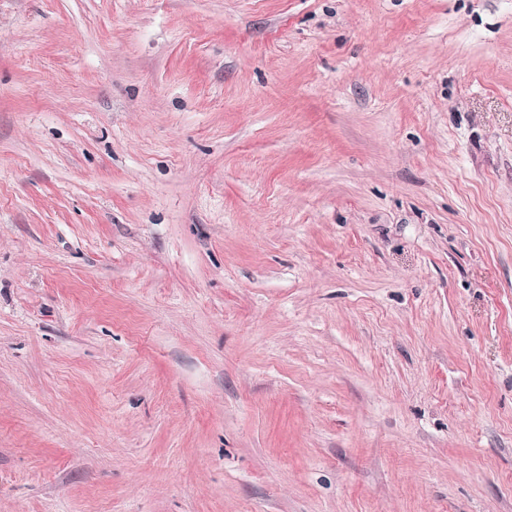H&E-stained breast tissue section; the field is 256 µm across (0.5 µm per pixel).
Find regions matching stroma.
<instances>
[{"mask_svg":"<svg viewBox=\"0 0 512 512\" xmlns=\"http://www.w3.org/2000/svg\"><path fill=\"white\" fill-rule=\"evenodd\" d=\"M0 512H512V0H0Z\"/></svg>","mask_w":512,"mask_h":512,"instance_id":"1","label":"stroma"}]
</instances>
